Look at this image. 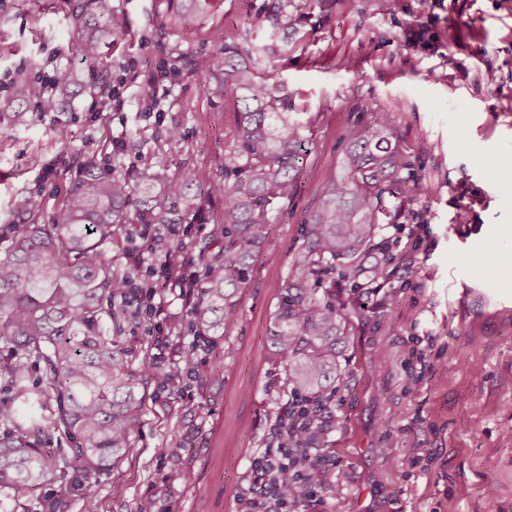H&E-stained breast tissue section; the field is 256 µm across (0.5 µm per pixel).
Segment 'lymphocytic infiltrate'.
<instances>
[{
	"label": "lymphocytic infiltrate",
	"mask_w": 512,
	"mask_h": 512,
	"mask_svg": "<svg viewBox=\"0 0 512 512\" xmlns=\"http://www.w3.org/2000/svg\"><path fill=\"white\" fill-rule=\"evenodd\" d=\"M149 268L139 247L126 253V272L118 293L125 305L146 309L166 326L154 336V363L178 366L183 353L175 341V331L184 316L192 314L196 280L178 277L165 280L163 287L146 286ZM182 300V312H171L174 300ZM333 395L290 396L286 408L276 416L268 431L263 452L249 466L238 496V512H325L323 494L332 486L335 466L329 436L335 428Z\"/></svg>",
	"instance_id": "obj_1"
}]
</instances>
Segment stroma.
<instances>
[{"instance_id": "1", "label": "stroma", "mask_w": 512, "mask_h": 512, "mask_svg": "<svg viewBox=\"0 0 512 512\" xmlns=\"http://www.w3.org/2000/svg\"><path fill=\"white\" fill-rule=\"evenodd\" d=\"M210 0L203 18L178 21L166 0H112L127 31L101 64L77 49L71 0H0V75L22 70L43 84L55 69L79 79L59 112L21 105L25 120L0 124V229L22 223L41 197L45 216L98 167L132 183L168 176L226 152L237 92L217 95L190 70L160 77L176 48L217 53L205 25H241L248 4ZM395 15L366 7L327 19L311 14L308 54L283 72L296 107L328 109L292 208L277 214L226 336V368L204 385L144 386L146 413L130 452L97 476L96 512H236L251 460L267 441L279 370L266 364L271 315L302 223L318 201V178L339 167L342 136L381 104L398 107L397 131L430 191L417 240H402L417 274H396L369 295L342 288L355 330L335 382L345 420L332 434L339 489L326 512H512V0H397ZM154 87H147V78ZM176 139H169L170 129ZM130 367L147 355V318L113 299ZM430 346L425 364L410 353ZM168 443L177 465L155 455ZM5 512H86L78 488L46 482Z\"/></svg>"}]
</instances>
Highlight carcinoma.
<instances>
[{"instance_id":"1","label":"carcinoma","mask_w":512,"mask_h":512,"mask_svg":"<svg viewBox=\"0 0 512 512\" xmlns=\"http://www.w3.org/2000/svg\"><path fill=\"white\" fill-rule=\"evenodd\" d=\"M166 2L177 17L197 18L208 0ZM88 8L100 25L78 48L95 62L127 20L112 12L110 0H92ZM356 8L357 0H265L246 12L247 28L209 31L220 51L196 59L192 72L207 88L222 92L229 83L241 96L234 103L230 149L206 166L135 189L119 172L104 174L89 159L49 223L41 222L42 204L28 200L27 221L11 225L0 248V345L7 350L0 374L12 390V402L0 404V494L24 497L72 471L90 495L99 472L130 451L145 406L138 385L148 368L129 370L117 337L109 335L108 322L118 313L103 301L120 282L112 269V240L123 224H178L199 214L192 189L211 174L224 178V209L211 214L220 249L198 254L206 275L193 325L196 338L211 348L224 340L258 253L270 242L273 214L295 198L314 145L318 115L295 117L280 77L283 62L314 35L306 28L311 10L328 15ZM251 29L266 32L267 40H250ZM187 53L179 48L160 59L159 75L179 72ZM11 90L21 100L53 104L52 86L41 88L21 71ZM396 120L383 104L372 121L349 127L341 171L320 178L319 202L303 223L271 319V361L280 371L282 396L323 392L342 371L340 347L354 324L336 301V278L362 287L364 261L377 253V278L391 279L404 254L388 229L428 223L416 208L427 186L397 139ZM32 366L42 370L40 386L31 382ZM52 430L74 443L72 458L41 448Z\"/></svg>"}]
</instances>
